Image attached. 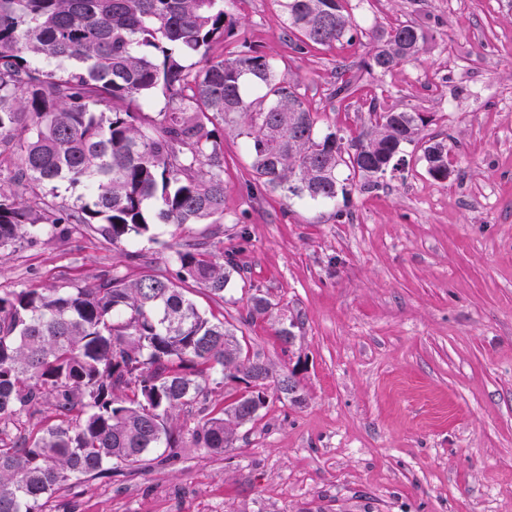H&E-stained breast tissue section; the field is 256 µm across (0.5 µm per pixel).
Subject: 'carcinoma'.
I'll use <instances>...</instances> for the list:
<instances>
[{
    "label": "carcinoma",
    "mask_w": 512,
    "mask_h": 512,
    "mask_svg": "<svg viewBox=\"0 0 512 512\" xmlns=\"http://www.w3.org/2000/svg\"><path fill=\"white\" fill-rule=\"evenodd\" d=\"M236 0H0V249L63 224L119 246L156 224L224 220L223 126L247 138L255 181L287 199L334 203L422 150L448 179V146L419 138L418 112L382 111L357 135L318 129L299 85L257 51L209 56L238 27ZM349 0H280L298 49L369 39L362 69L385 73L419 57L426 35L401 21L358 33ZM196 57L198 61L186 64ZM262 95L250 98L251 89ZM164 107L144 126L142 108ZM240 273L192 244L169 274L104 275L92 287L0 289V512H45L52 496L174 448L169 421L224 377L250 380L246 343L186 294L224 299ZM52 400L58 422L12 436L14 417ZM266 399L245 390L192 428L201 448L232 447Z\"/></svg>",
    "instance_id": "carcinoma-1"
}]
</instances>
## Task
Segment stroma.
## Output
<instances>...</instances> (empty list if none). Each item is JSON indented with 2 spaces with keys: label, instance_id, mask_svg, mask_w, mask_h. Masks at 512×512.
<instances>
[{
  "label": "stroma",
  "instance_id": "obj_1",
  "mask_svg": "<svg viewBox=\"0 0 512 512\" xmlns=\"http://www.w3.org/2000/svg\"><path fill=\"white\" fill-rule=\"evenodd\" d=\"M236 37L297 82L320 127L354 135L369 105L409 109L448 146L437 181L420 152L378 186L355 179L336 204L257 189L246 140L224 131V221L155 225L115 247L69 225L0 250V289L91 286L136 276L126 251L170 269L176 244L235 249L245 274L222 300L190 295L242 331L300 402L265 406L216 453L181 434L141 470L56 493L47 512H512V0H351L357 29L421 26L417 60L330 98L337 66L359 73L370 44L297 52L277 0H237ZM267 313L244 317L253 296ZM295 323L283 345L281 325Z\"/></svg>",
  "mask_w": 512,
  "mask_h": 512
}]
</instances>
